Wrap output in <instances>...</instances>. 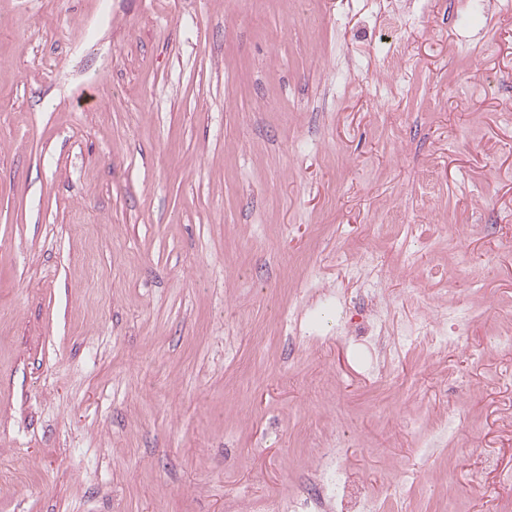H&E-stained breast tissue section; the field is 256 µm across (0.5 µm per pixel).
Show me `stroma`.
Masks as SVG:
<instances>
[{
  "label": "stroma",
  "mask_w": 512,
  "mask_h": 512,
  "mask_svg": "<svg viewBox=\"0 0 512 512\" xmlns=\"http://www.w3.org/2000/svg\"><path fill=\"white\" fill-rule=\"evenodd\" d=\"M382 3L0 0V512H512V0ZM467 313L462 310L451 309L448 314H440L429 318L416 327L394 326L387 323L382 314L375 315L370 319L372 323L373 340L379 348L378 356L372 365V371L379 376H386L394 366L396 356V345L400 342L411 345L427 339L429 344L437 351L447 349L448 345L456 342L457 336H448V323L455 335H459L460 329L464 326ZM386 331L389 336L388 342L382 340V334ZM318 492L310 497H296L288 500L289 512H321L323 493L336 503V511L374 512L376 504L351 492L349 475L340 463V454L329 453L319 468Z\"/></svg>",
  "instance_id": "35a3bbf8"
}]
</instances>
